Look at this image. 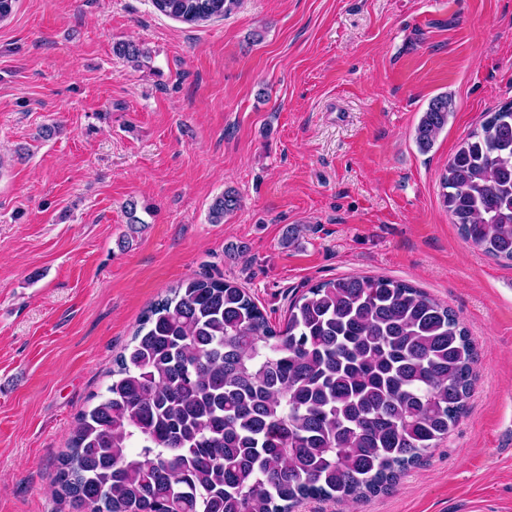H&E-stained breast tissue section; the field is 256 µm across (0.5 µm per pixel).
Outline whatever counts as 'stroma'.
Masks as SVG:
<instances>
[{
    "label": "stroma",
    "instance_id": "stroma-1",
    "mask_svg": "<svg viewBox=\"0 0 512 512\" xmlns=\"http://www.w3.org/2000/svg\"><path fill=\"white\" fill-rule=\"evenodd\" d=\"M509 101L512 0H241L199 26L152 0H17L0 21V512H74L53 481L79 413L143 312L205 275L273 325L315 284L389 277L469 332L476 381L447 439L386 492L296 512H512V267L461 236L440 187ZM230 188L239 208L212 223ZM452 102L448 95H439L431 99L416 127V142L422 151H428L438 133L448 124Z\"/></svg>",
    "mask_w": 512,
    "mask_h": 512
}]
</instances>
